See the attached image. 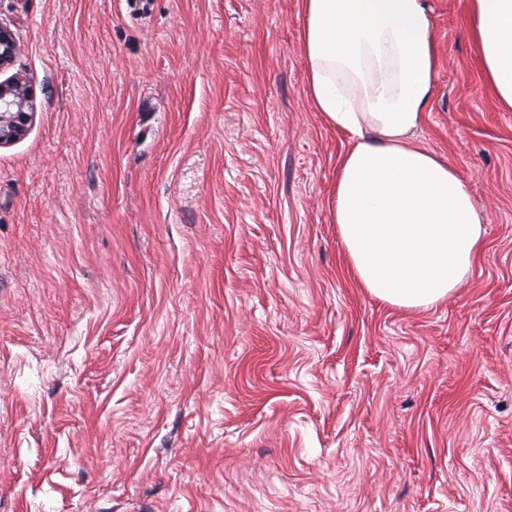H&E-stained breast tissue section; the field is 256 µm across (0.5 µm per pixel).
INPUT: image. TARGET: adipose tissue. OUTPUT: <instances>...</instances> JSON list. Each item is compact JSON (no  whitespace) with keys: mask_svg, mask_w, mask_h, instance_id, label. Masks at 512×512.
Masks as SVG:
<instances>
[{"mask_svg":"<svg viewBox=\"0 0 512 512\" xmlns=\"http://www.w3.org/2000/svg\"><path fill=\"white\" fill-rule=\"evenodd\" d=\"M299 51L314 111L349 136L329 213L347 260L377 300L444 302L482 244L470 185L418 133L437 57L427 0H300ZM483 77L512 111V0H472Z\"/></svg>","mask_w":512,"mask_h":512,"instance_id":"obj_1","label":"adipose tissue"}]
</instances>
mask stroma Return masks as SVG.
Instances as JSON below:
<instances>
[{
  "label": "stroma",
  "mask_w": 512,
  "mask_h": 512,
  "mask_svg": "<svg viewBox=\"0 0 512 512\" xmlns=\"http://www.w3.org/2000/svg\"><path fill=\"white\" fill-rule=\"evenodd\" d=\"M428 4L419 137L485 233L404 309L330 220L298 0H0L34 103L0 148V512H512V111L471 0Z\"/></svg>",
  "instance_id": "35a3bbf8"
}]
</instances>
